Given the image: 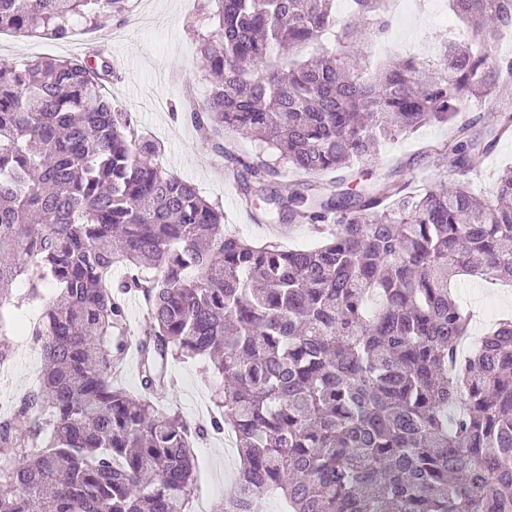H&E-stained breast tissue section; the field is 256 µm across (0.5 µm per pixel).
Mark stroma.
Here are the masks:
<instances>
[{"mask_svg":"<svg viewBox=\"0 0 512 512\" xmlns=\"http://www.w3.org/2000/svg\"><path fill=\"white\" fill-rule=\"evenodd\" d=\"M436 0H414L409 14L395 21L388 39L367 48L373 59L385 60L412 47L422 54L434 45L455 36V18L439 15ZM102 27L116 29L117 35L106 58L118 64L121 78L106 88L116 107L130 113L138 134L157 142L165 156L167 168L178 177L195 184L202 195L219 201L224 207V227L263 243L269 238L264 225L247 223L237 204L234 186L225 183L221 169L228 166L225 156L213 152L190 123L173 116L170 106L182 100L186 88L205 96L210 84L198 64L192 32L206 29L198 0H141L137 16L125 21L106 18ZM447 126L428 123L412 136H399L383 145L373 164L374 171L386 170L397 159L405 160L400 181L411 185L449 183L456 176L450 152L423 156L419 149L426 144H444ZM460 303L477 311L495 305L500 314L512 313V288L484 282H459ZM14 348L8 372L0 378V405L9 406L27 391L40 376L44 359L37 344L27 335L14 333ZM173 382L170 392L158 404L177 410L189 422H197L201 403L209 399L216 386L206 362L196 359L173 363L169 369ZM196 474L193 494L195 512H215L236 473L238 455L219 437H212L195 450Z\"/></svg>","mask_w":512,"mask_h":512,"instance_id":"obj_1","label":"stroma"}]
</instances>
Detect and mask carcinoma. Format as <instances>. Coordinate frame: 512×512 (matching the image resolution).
Listing matches in <instances>:
<instances>
[{"mask_svg":"<svg viewBox=\"0 0 512 512\" xmlns=\"http://www.w3.org/2000/svg\"><path fill=\"white\" fill-rule=\"evenodd\" d=\"M125 0H0V33L71 35ZM194 32L210 92L178 111L229 154L241 204L309 224V249L224 232V209L156 163L159 145L105 94L104 59L0 66V324L15 285L52 300L37 385L0 415V512H190L194 448L230 429L239 465L222 512H512V319L467 355L460 278L512 284V166L488 198L467 178L512 131V0H448L469 28L370 77L364 45L390 0H208ZM489 115L456 122L472 101ZM448 125L459 179L412 189L402 163L366 186L355 166L424 124ZM232 133L258 142L231 156ZM291 192L277 188L284 169ZM339 171L322 182L308 175ZM37 272L31 273L30 266ZM125 276L115 281L112 269ZM140 295L142 392L112 383L125 301ZM201 359L219 385L209 426L155 405L168 366Z\"/></svg>","mask_w":512,"mask_h":512,"instance_id":"obj_1","label":"carcinoma"}]
</instances>
